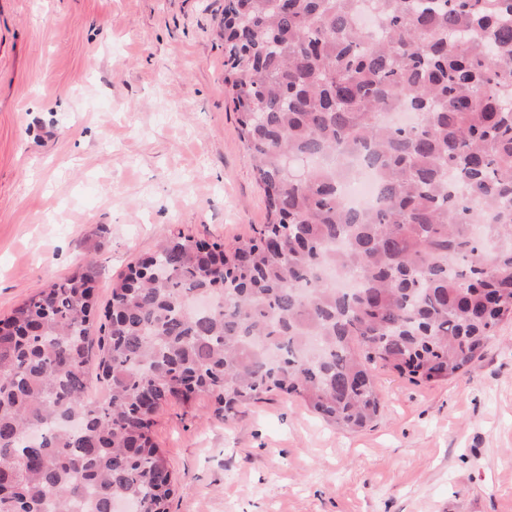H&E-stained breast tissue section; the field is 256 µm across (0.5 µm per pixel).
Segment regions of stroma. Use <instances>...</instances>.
I'll list each match as a JSON object with an SVG mask.
<instances>
[{
  "label": "stroma",
  "instance_id": "obj_1",
  "mask_svg": "<svg viewBox=\"0 0 512 512\" xmlns=\"http://www.w3.org/2000/svg\"><path fill=\"white\" fill-rule=\"evenodd\" d=\"M224 0H0V318L86 256L112 282L171 232L233 247L267 221L224 85ZM353 433L297 399L233 421L176 400L153 434L171 512H512V322L480 362L375 372Z\"/></svg>",
  "mask_w": 512,
  "mask_h": 512
}]
</instances>
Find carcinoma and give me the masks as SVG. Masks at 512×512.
<instances>
[{"label":"carcinoma","instance_id":"obj_1","mask_svg":"<svg viewBox=\"0 0 512 512\" xmlns=\"http://www.w3.org/2000/svg\"><path fill=\"white\" fill-rule=\"evenodd\" d=\"M366 7L371 28L358 0H224L267 222L228 251L172 233L112 282L98 337L94 259L0 318V512H169V400L206 394L230 421L283 393L359 431L377 367L452 379L512 318V0ZM360 165L374 209L339 191Z\"/></svg>","mask_w":512,"mask_h":512}]
</instances>
